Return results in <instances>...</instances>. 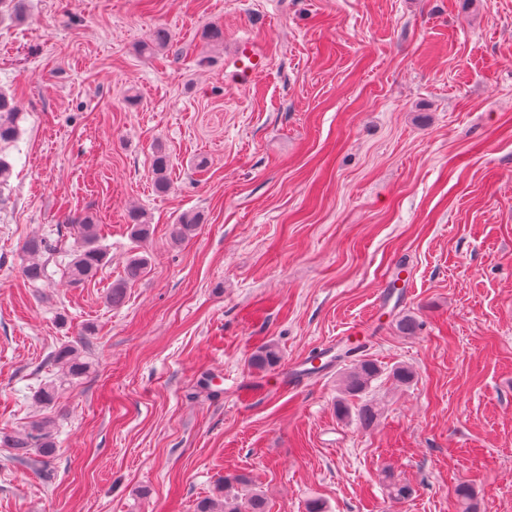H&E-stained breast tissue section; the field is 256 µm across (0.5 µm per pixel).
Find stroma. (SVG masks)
Here are the masks:
<instances>
[{"mask_svg":"<svg viewBox=\"0 0 512 512\" xmlns=\"http://www.w3.org/2000/svg\"><path fill=\"white\" fill-rule=\"evenodd\" d=\"M158 27L171 44L142 51ZM245 36L266 67L240 86ZM0 89L24 113L0 146V430L57 386L56 454L42 472L0 447V512H195L228 492L456 512L462 483L478 512H512V0H26L0 8ZM132 207L149 266L115 309ZM188 211L203 222L173 243ZM84 213L110 261L73 286L58 231ZM34 235L63 251L32 283ZM354 332L383 367L368 428L336 414L345 363L280 382ZM79 338L88 371L62 378L45 360ZM266 342L281 364L258 373ZM169 156L165 149L158 146L153 155V182L158 193H167L171 190L172 184L169 178ZM281 352L274 343H267L253 352L248 360L249 366L258 371L276 367L281 361Z\"/></svg>","mask_w":512,"mask_h":512,"instance_id":"35a3bbf8","label":"stroma"}]
</instances>
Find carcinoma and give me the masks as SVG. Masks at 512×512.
<instances>
[{"mask_svg":"<svg viewBox=\"0 0 512 512\" xmlns=\"http://www.w3.org/2000/svg\"><path fill=\"white\" fill-rule=\"evenodd\" d=\"M170 39L171 35L166 29L156 28L143 44V50L150 52L168 44ZM21 119L22 112L15 97L0 90V144H10L17 140ZM168 170L169 156L165 149L158 146L153 155L152 172L154 187L159 193H167L172 188ZM200 223V215L184 213L170 226V238L181 242L193 236ZM70 229L76 235V243L70 251L66 274L71 284L80 285L95 279L108 263L109 245L106 244L107 235L92 215L85 214L74 219ZM128 229L132 239L139 243L149 239L150 225L144 222L142 212L138 210L130 212ZM57 248L58 242L45 237L32 236L24 242L22 272L27 280L37 282L45 277L43 258L57 251ZM148 264L149 259L144 255H135L128 260L123 275L112 282L109 288L107 301L110 305L118 306L124 302L127 288L144 277ZM360 349L361 346L356 345L347 348L342 354V357L351 359V364L343 373L341 395L336 399V413L341 418L350 413L349 399L362 398L381 373L375 359L356 355ZM280 361L278 346L267 343L250 355L248 363L251 368L264 371L276 367ZM50 363L72 379L80 378L87 372V363L74 344L60 346L51 356ZM35 398L41 406L48 409L53 407L56 401L54 383L45 382L36 392ZM0 443L15 449L17 459H28L34 467L45 466L56 452L53 420L43 417L30 422L21 432L3 433L0 435ZM455 494L458 512H476L474 493L470 486L458 485ZM196 512H267V504L260 494L253 493L241 501L228 497L221 503L203 499L197 503Z\"/></svg>","mask_w":512,"mask_h":512,"instance_id":"1","label":"carcinoma"}]
</instances>
